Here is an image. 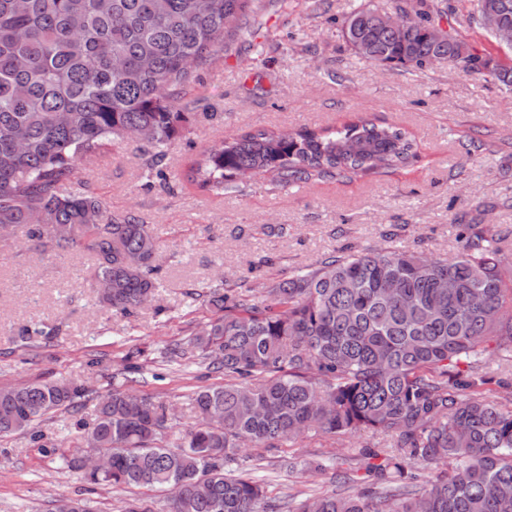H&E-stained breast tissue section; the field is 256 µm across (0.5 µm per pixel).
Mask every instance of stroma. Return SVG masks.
<instances>
[{
  "instance_id": "35a3bbf8",
  "label": "stroma",
  "mask_w": 512,
  "mask_h": 512,
  "mask_svg": "<svg viewBox=\"0 0 512 512\" xmlns=\"http://www.w3.org/2000/svg\"><path fill=\"white\" fill-rule=\"evenodd\" d=\"M448 23L478 51L499 56L496 42L470 21L469 0H451ZM391 12L395 0H262L256 44L236 41L200 68L187 90L195 120L166 150V183L151 181L145 145L137 139L84 159L77 177L115 217L136 216L160 245L159 286L152 300L125 316L99 307L95 261L82 248L48 255L24 233L0 245V387L36 379H68L97 390L122 384L129 347L142 349L137 392L169 408L173 433L198 419L193 388L224 377L167 347L187 343L210 312L198 293L218 280L263 299L270 282L330 255L364 248H399L453 257L460 221L512 233V93L448 65L401 72L375 66L346 44L337 18L358 5ZM363 116L406 128L418 144L407 166L366 177L322 178L286 188L259 174L223 195L199 191L187 179L208 147L249 130L284 132L338 126ZM57 327L56 336L23 346L20 325ZM59 409L42 423L47 441L0 438V512H50L54 500L83 496L92 512H123L128 492L88 490L64 465L76 454L77 420L94 417ZM385 434L338 439L307 434L290 447L247 460L252 477L272 496L326 492L339 467L307 471L305 461L360 458L390 450ZM292 461V468L281 465Z\"/></svg>"
}]
</instances>
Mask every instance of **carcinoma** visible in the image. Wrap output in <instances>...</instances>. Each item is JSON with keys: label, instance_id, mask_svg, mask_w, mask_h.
<instances>
[{"label": "carcinoma", "instance_id": "obj_1", "mask_svg": "<svg viewBox=\"0 0 512 512\" xmlns=\"http://www.w3.org/2000/svg\"><path fill=\"white\" fill-rule=\"evenodd\" d=\"M487 33L512 26V0H471ZM261 0H0V236L22 230L52 252L81 244L95 261L97 300L130 315L158 287L159 245L134 216L104 217L77 179L81 159L130 137L160 169L168 144L193 116L181 102L194 73L228 40L253 36ZM412 29L385 27L359 6L340 31L359 56L422 69L436 61L512 90V61L472 49L434 27L448 7L407 4ZM417 157L399 125L359 118L342 127L247 133L203 153L192 181L222 195L245 170L279 185L362 177ZM505 235L462 225L452 259L395 248L332 255L271 283L254 301L224 287L196 294L212 312L192 333L189 356L224 373L189 400L202 424L167 434V408L131 389L98 397L91 423H76L80 450L112 460L106 476L67 467L91 486L169 493L162 512H512V396L488 388L482 363L512 352V264ZM452 282L448 290L444 284ZM55 329L24 325L20 341ZM468 360L470 374L457 369ZM91 390L35 380L0 389V437L28 433ZM383 432L392 451L369 454L344 484L298 499L269 497L242 466L245 451L280 448L306 433ZM55 512H91L62 498Z\"/></svg>", "mask_w": 512, "mask_h": 512}]
</instances>
